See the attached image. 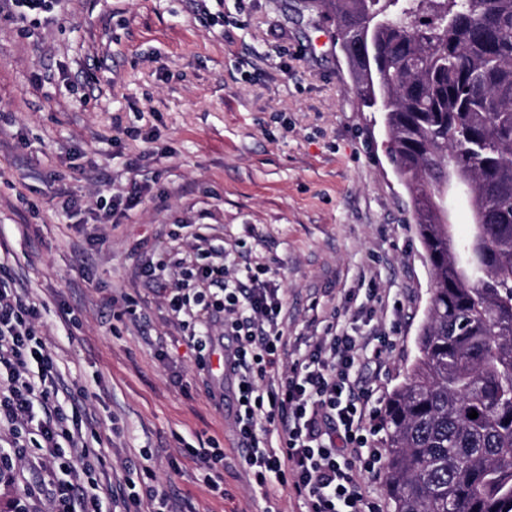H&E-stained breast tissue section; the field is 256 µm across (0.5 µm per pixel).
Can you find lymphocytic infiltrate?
Instances as JSON below:
<instances>
[{
  "label": "lymphocytic infiltrate",
  "instance_id": "f902f5d3",
  "mask_svg": "<svg viewBox=\"0 0 512 512\" xmlns=\"http://www.w3.org/2000/svg\"><path fill=\"white\" fill-rule=\"evenodd\" d=\"M191 250L146 260L140 274L178 277L164 299L171 322L196 352L224 346L235 377L234 431L250 483L280 485L303 501L305 512H380L357 478L379 475L382 452L369 447L373 388L361 367L380 360L388 335L370 325L328 321L322 335L303 336L289 349L283 312L287 295L261 262L233 268L226 248L191 230ZM41 305L9 274L0 273V428L11 464L0 481L25 469L65 468L62 482L27 484L25 501L47 496L51 512H102L110 489L102 457L85 442L86 414L58 399L61 373L41 337ZM71 455L62 457L60 442Z\"/></svg>",
  "mask_w": 512,
  "mask_h": 512
}]
</instances>
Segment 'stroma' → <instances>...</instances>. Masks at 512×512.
<instances>
[{
  "mask_svg": "<svg viewBox=\"0 0 512 512\" xmlns=\"http://www.w3.org/2000/svg\"><path fill=\"white\" fill-rule=\"evenodd\" d=\"M336 28L309 0H57L31 21L0 14V263L46 310L40 324L64 383L89 418L122 512L129 481L173 512H263L242 467L233 414L174 329L145 258L180 247L198 224L238 266L277 272L289 340L328 317L360 314L393 346L364 378L376 408L402 385L435 287L409 193L388 154L383 113L343 83ZM147 185L119 222L100 205ZM245 248H237V241ZM144 316L114 317L113 299ZM168 360H160L161 349ZM217 440L232 467L212 493L184 444Z\"/></svg>",
  "mask_w": 512,
  "mask_h": 512,
  "instance_id": "stroma-1",
  "label": "stroma"
}]
</instances>
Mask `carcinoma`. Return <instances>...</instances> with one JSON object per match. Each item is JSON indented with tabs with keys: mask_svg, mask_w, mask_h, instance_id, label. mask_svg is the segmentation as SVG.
I'll list each match as a JSON object with an SVG mask.
<instances>
[{
	"mask_svg": "<svg viewBox=\"0 0 512 512\" xmlns=\"http://www.w3.org/2000/svg\"><path fill=\"white\" fill-rule=\"evenodd\" d=\"M313 3L350 90L385 114L436 282L382 416L392 512H512V0ZM451 191L473 214L463 240L441 206Z\"/></svg>",
	"mask_w": 512,
	"mask_h": 512,
	"instance_id": "obj_1",
	"label": "carcinoma"
}]
</instances>
